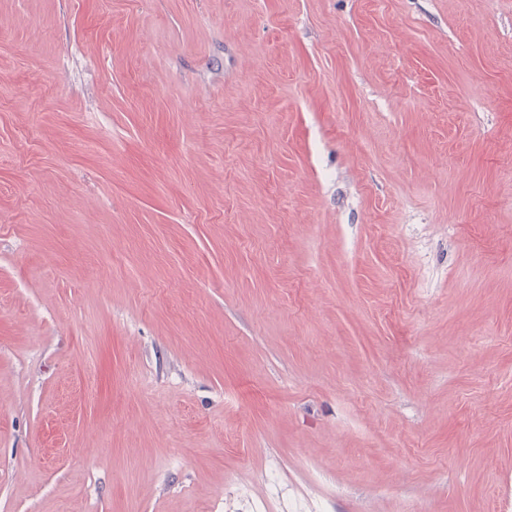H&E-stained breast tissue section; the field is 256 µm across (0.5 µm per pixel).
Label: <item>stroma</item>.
<instances>
[{
    "label": "stroma",
    "mask_w": 512,
    "mask_h": 512,
    "mask_svg": "<svg viewBox=\"0 0 512 512\" xmlns=\"http://www.w3.org/2000/svg\"><path fill=\"white\" fill-rule=\"evenodd\" d=\"M512 512V0H0V512Z\"/></svg>",
    "instance_id": "1"
}]
</instances>
